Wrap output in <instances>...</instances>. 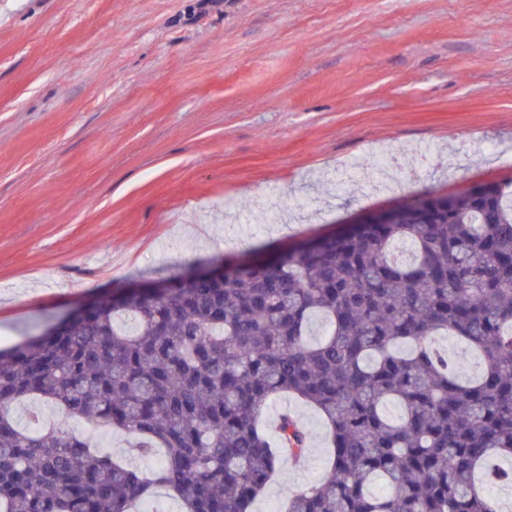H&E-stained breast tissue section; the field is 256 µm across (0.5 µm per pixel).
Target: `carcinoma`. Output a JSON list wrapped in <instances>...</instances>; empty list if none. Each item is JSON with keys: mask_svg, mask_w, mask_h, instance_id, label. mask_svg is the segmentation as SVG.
Returning <instances> with one entry per match:
<instances>
[{"mask_svg": "<svg viewBox=\"0 0 512 512\" xmlns=\"http://www.w3.org/2000/svg\"><path fill=\"white\" fill-rule=\"evenodd\" d=\"M188 268L164 288L118 291L0 351V512H131L160 485L183 512H250L309 432L288 394L323 417L331 467L286 512H495L511 483L512 181L402 204L393 224H356L288 252ZM316 316L326 337L308 339ZM480 360L462 379L437 349ZM27 399L56 406L45 426ZM86 423L137 438L148 477L93 447Z\"/></svg>", "mask_w": 512, "mask_h": 512, "instance_id": "carcinoma-1", "label": "carcinoma"}]
</instances>
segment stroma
Segmentation results:
<instances>
[{
    "instance_id": "obj_1",
    "label": "stroma",
    "mask_w": 512,
    "mask_h": 512,
    "mask_svg": "<svg viewBox=\"0 0 512 512\" xmlns=\"http://www.w3.org/2000/svg\"><path fill=\"white\" fill-rule=\"evenodd\" d=\"M512 179V0H0V350L213 258ZM254 504L329 466L321 416ZM150 472L132 436L88 429Z\"/></svg>"
}]
</instances>
